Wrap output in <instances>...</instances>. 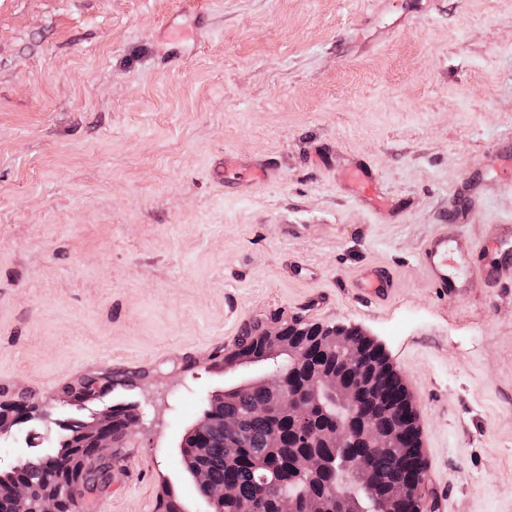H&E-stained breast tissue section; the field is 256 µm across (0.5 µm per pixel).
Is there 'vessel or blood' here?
<instances>
[{"label":"vessel or blood","instance_id":"1","mask_svg":"<svg viewBox=\"0 0 512 512\" xmlns=\"http://www.w3.org/2000/svg\"><path fill=\"white\" fill-rule=\"evenodd\" d=\"M473 253V246L467 238L444 228L425 241L418 266L438 299L445 301L462 293L466 283L458 272L472 268ZM353 288L360 297L384 301L393 292V277L387 269L371 266L360 273Z\"/></svg>","mask_w":512,"mask_h":512}]
</instances>
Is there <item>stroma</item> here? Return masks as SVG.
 <instances>
[{
  "instance_id": "1",
  "label": "stroma",
  "mask_w": 512,
  "mask_h": 512,
  "mask_svg": "<svg viewBox=\"0 0 512 512\" xmlns=\"http://www.w3.org/2000/svg\"><path fill=\"white\" fill-rule=\"evenodd\" d=\"M0 0V473L112 405L137 432L85 512H198L178 466L251 329L360 328L401 374L447 512H512V288L417 266L462 208L512 224V0ZM204 25L173 67L169 23ZM267 163L277 179L238 165ZM223 170V181L214 173ZM392 269L386 305L350 283ZM109 379L83 408L66 385Z\"/></svg>"
}]
</instances>
